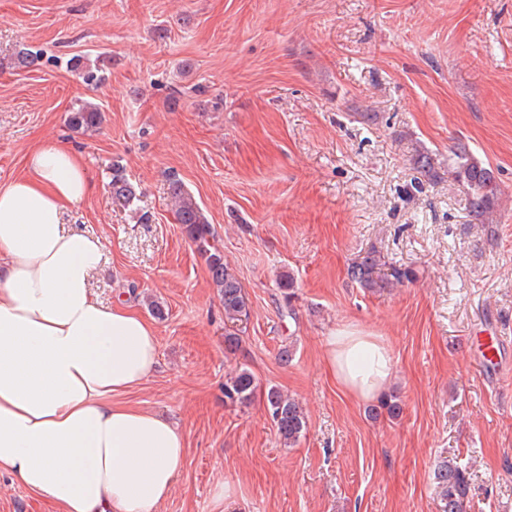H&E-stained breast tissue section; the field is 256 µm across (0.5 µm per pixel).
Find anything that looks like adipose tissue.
<instances>
[{
    "label": "adipose tissue",
    "mask_w": 512,
    "mask_h": 512,
    "mask_svg": "<svg viewBox=\"0 0 512 512\" xmlns=\"http://www.w3.org/2000/svg\"><path fill=\"white\" fill-rule=\"evenodd\" d=\"M94 192L81 156L41 144L0 185V475L55 512H158L185 436L161 415L118 403L157 363L153 325L92 289L100 239L64 226ZM325 365L361 399L379 394L393 357L375 337L340 329Z\"/></svg>",
    "instance_id": "adipose-tissue-1"
}]
</instances>
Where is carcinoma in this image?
<instances>
[{"mask_svg":"<svg viewBox=\"0 0 512 512\" xmlns=\"http://www.w3.org/2000/svg\"><path fill=\"white\" fill-rule=\"evenodd\" d=\"M38 61L39 56L22 43L11 55L10 65L25 69L36 66ZM70 67L81 72L87 84H99L105 80L103 69L98 65L92 67L81 59L74 58L70 60ZM67 122L76 132H98L102 129L104 114L98 105L81 101L69 112ZM412 161L428 176L437 177V162L431 152L418 149ZM448 165L456 170L457 181L463 189L466 206L472 217L482 224L495 223L499 201V183L495 170L488 164L475 161L463 144L451 148ZM110 170L109 189L112 198L127 206L132 205L137 200V193L127 178L123 165L115 160ZM168 181L176 223L181 225L197 254L206 262L212 284L224 305V321L234 324L248 320L249 299L236 273L224 262L223 247L212 224L178 175L170 174ZM379 266L378 257L368 252L351 266L349 275L360 287L369 291L402 285L413 280L414 273L401 267L391 268L390 273L382 277ZM279 288L286 302L288 315L292 317L295 315L291 304L295 295L294 278L289 274L281 275ZM258 390L259 385L254 374L246 367L241 368L224 381V404L248 406L255 400ZM263 399L280 439L288 445L295 444L307 427V416L299 401L273 386L264 391ZM381 409L390 417L396 418L400 415L402 406L398 397L389 395L381 400L380 405L370 409V413L376 417ZM435 480L439 488L441 512H467L470 483L466 469L456 461L447 459L435 471Z\"/></svg>","mask_w":512,"mask_h":512,"instance_id":"1","label":"carcinoma"}]
</instances>
